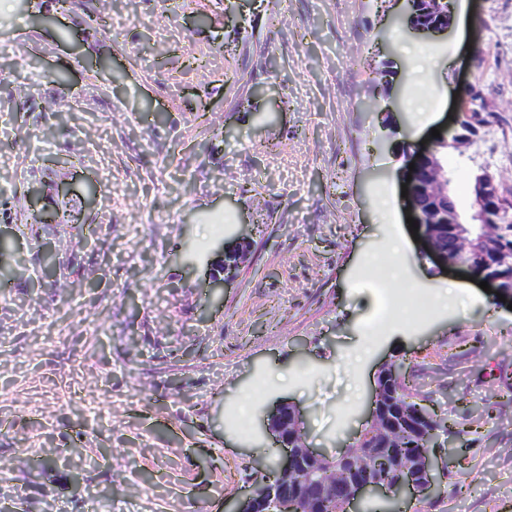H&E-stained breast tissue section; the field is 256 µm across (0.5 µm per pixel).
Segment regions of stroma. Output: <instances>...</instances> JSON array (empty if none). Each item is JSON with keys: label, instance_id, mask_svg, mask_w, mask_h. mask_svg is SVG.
<instances>
[{"label": "stroma", "instance_id": "stroma-1", "mask_svg": "<svg viewBox=\"0 0 512 512\" xmlns=\"http://www.w3.org/2000/svg\"><path fill=\"white\" fill-rule=\"evenodd\" d=\"M77 3L39 25L51 0H0L13 18L0 24V419L13 423L0 497L15 512H222L271 445L273 407L297 404L312 443L338 450L391 360L438 409L479 425L448 460L468 492L403 512H512V309L421 256L394 168L404 142L449 131L470 86L490 118L477 145L445 157L456 205L468 210L480 168L512 191V0H455L475 41L404 31L401 0ZM93 9L104 30L79 48L60 38ZM418 41L439 65L412 78ZM188 51L207 67L185 70ZM192 90L211 103L208 123L189 110ZM33 184L51 210L80 209L82 231H25ZM151 220L149 240L130 236ZM395 229L422 293L455 281L465 296L455 313L401 309L361 362ZM246 233V262L209 304L210 263ZM49 253L59 268L44 280ZM54 322L64 338L41 344ZM245 402L246 434L232 418Z\"/></svg>", "mask_w": 512, "mask_h": 512}]
</instances>
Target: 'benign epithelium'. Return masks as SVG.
I'll list each match as a JSON object with an SVG mask.
<instances>
[{
	"label": "benign epithelium",
	"mask_w": 512,
	"mask_h": 512,
	"mask_svg": "<svg viewBox=\"0 0 512 512\" xmlns=\"http://www.w3.org/2000/svg\"><path fill=\"white\" fill-rule=\"evenodd\" d=\"M405 29L418 34L448 32L453 23L447 0H405L400 17ZM469 109L457 107L456 119L449 135L435 139L425 148L414 147L402 152L401 172L411 176L406 182L412 217L422 229L421 254L445 267L457 268L480 281L488 282L492 297L501 294L512 300V275L505 278L496 273L498 267L512 269V243L485 248L488 239L504 234V218L512 207L504 201L494 177L485 169L474 172L471 179V214L469 221L448 195L452 177L443 163V151H460L473 145L479 125L463 123ZM414 169H409V164ZM452 239L460 253H476V259L453 258L442 245L444 237ZM391 363L377 372L368 402L364 428L345 448L330 452L314 447L307 438L305 417L300 408L290 402L280 403L266 416V432L278 449L275 461L261 454L252 459L251 468L267 477L275 510L269 511L255 485H249L242 498L224 501V512H321L322 498L333 495L340 480L352 477L350 494L341 502V512H361L360 504L368 496L381 494L397 501L403 497L430 498L442 492V479L449 476L442 451L453 447L455 434L434 430L426 435V448L421 451L414 467L396 466L397 477L383 481L364 470L365 462L357 458V441L376 437L389 439L399 427L412 425L384 413L378 402L380 385L389 377Z\"/></svg>",
	"instance_id": "benign-epithelium-1"
}]
</instances>
